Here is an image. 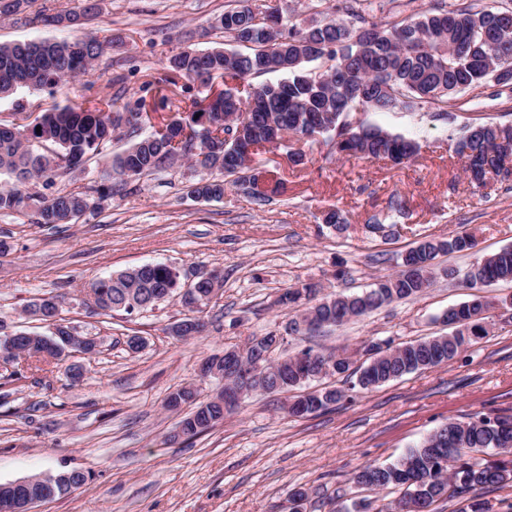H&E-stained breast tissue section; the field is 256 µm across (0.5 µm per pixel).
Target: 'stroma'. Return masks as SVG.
Masks as SVG:
<instances>
[{
  "instance_id": "stroma-1",
  "label": "stroma",
  "mask_w": 512,
  "mask_h": 512,
  "mask_svg": "<svg viewBox=\"0 0 512 512\" xmlns=\"http://www.w3.org/2000/svg\"><path fill=\"white\" fill-rule=\"evenodd\" d=\"M277 6L285 17L309 24L336 16V0H249ZM91 22L44 27L0 22V43L24 39H109L111 48L94 70L62 90L17 92L0 100V118L41 115L53 107L103 102L122 93L144 114L143 132L183 116L208 91L222 90L187 79L165 85L169 60L186 50L224 42L215 20L238 0H98ZM512 113V99L495 97L493 86L458 95L448 112L424 105L412 111L362 108L353 123L382 127L419 142L414 161H381L330 154L322 140L289 137L287 147H266L258 160L284 182V193L262 207L226 188L219 201L190 196L199 177L181 161L128 181L99 209L73 224H35L26 212L0 211V321L14 330L51 334L49 324L23 314L34 299L53 296L59 323L99 341L96 355L73 354L68 364L18 360V380L0 381V483L62 469L93 478L36 512H288V493L308 494L306 512H341L371 501L388 512L389 490L357 487L352 476L368 464L388 463L442 424L475 414L512 415V308L492 312L488 334L447 365L406 374L353 402L304 417L283 410V392L243 398L223 422L191 440L174 438L179 415L166 408L171 392L195 384L208 400L221 381L199 379L207 358L240 346L252 336L281 329L292 313L273 299L298 282L319 284L322 294L356 293L398 272V256L424 237L445 239L473 233L476 250L439 254L435 280L423 294L393 302L341 327L287 337L288 352L306 346L327 351L355 349L370 340L403 343L447 333L441 316L470 300L472 291L444 271L467 270L475 261L512 246V178L472 186L454 152L461 128L478 118ZM304 152L294 165L290 151ZM103 159L65 171L39 184L46 197L90 194L110 186ZM405 202L389 237L368 221L386 213L392 196ZM337 209L348 221L340 233L322 223ZM349 272L335 279L337 263ZM144 263H165L181 276L217 271L222 292L200 314L202 333L171 335L186 309L180 299L132 315L94 310L90 284ZM144 337L140 351L126 346ZM80 369L72 379L70 367Z\"/></svg>"
}]
</instances>
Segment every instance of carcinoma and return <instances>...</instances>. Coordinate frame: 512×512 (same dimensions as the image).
I'll use <instances>...</instances> for the list:
<instances>
[{"instance_id": "obj_1", "label": "carcinoma", "mask_w": 512, "mask_h": 512, "mask_svg": "<svg viewBox=\"0 0 512 512\" xmlns=\"http://www.w3.org/2000/svg\"><path fill=\"white\" fill-rule=\"evenodd\" d=\"M36 0H0V18L29 12V22L49 25L75 24L96 11L95 0H86L82 12L61 11L51 16L33 9ZM415 0H337L338 17L308 28L288 21L275 34L266 32V12L242 5L224 13L218 23L224 34L246 48L228 51L220 46L201 51H185L172 59V67L183 77L207 86L217 75L228 80L283 72L287 77L254 88L247 97L235 86L218 93L209 106L210 127L204 129L211 142L212 166L229 183L254 203L269 201L260 165L244 158L224 164V155L236 151L231 128L243 125L247 138L255 144H274L269 125L274 123L287 134L307 137L314 129L313 118L323 122L321 136L333 154L384 159L404 164L420 150L418 142L393 134L377 126L355 125L350 113L358 107L378 111L399 107L417 108L424 103L448 106L454 95L474 91L489 81L500 86L499 93L512 98V7L434 0L423 12L406 11ZM387 13L390 20L377 19ZM108 43L96 38L74 41L18 40L0 43V99L22 90L61 87L91 73L105 53ZM322 61L317 70L307 64ZM121 96L106 102V109L92 103L87 107L67 105L42 116L41 131L0 120V173L14 186L0 190V211H31L35 224H71L76 217L96 208V202L83 194L58 193L44 197L28 191L39 180L52 181L58 170L83 163L91 155H100L112 135L122 126L133 137L120 153L112 156L110 173L122 186L127 179L149 174L172 163L178 157L192 155L194 144H169L158 132L142 135L140 127L120 111ZM456 153L464 159L465 173L471 182L484 186L487 175L509 169L512 163V123L475 121L461 132ZM191 194L204 199L224 196V181L212 179L196 183ZM476 246L473 235L463 233L448 240L426 238L408 250L401 270L381 278L358 294H328L314 305L319 289L311 283L291 286L276 304L287 308L305 306V313L327 327L341 326L353 318L365 316L395 301L422 294L434 279L432 261L440 253L465 252ZM468 276L489 284L512 282V247L481 259L472 265ZM222 287L220 280L198 284L192 299L181 298L185 305L204 307L209 294ZM182 289L174 269L163 263H146L98 279L91 290L104 307L131 314L156 306ZM493 308L490 301L475 298L448 309L445 322L448 334L427 336L402 345L392 340L369 342L362 347L366 359L355 371L339 364L336 374H347L351 387H332L319 391L320 398L310 412L324 411L350 398L348 391L370 390L405 374L438 366L434 357L445 355L451 362L465 347L473 344L468 336L483 338L488 331L481 325L482 313ZM31 355L45 348L41 338L8 341L0 332V352ZM247 363L266 365L274 352L249 339ZM338 357L318 352L316 373L299 380L302 369H293V356L279 358L288 372L270 377L273 392L302 388L317 379L323 363ZM224 421L220 410L209 416L192 410L180 423L188 439ZM512 454V419L496 422L475 415L468 421H450L404 455L387 464L365 466L355 472L352 481L366 489L389 488L401 491L398 500L414 502L433 512L440 500H459L458 512H489L487 501L476 491L503 487L512 483V458H499L500 449ZM92 474L71 469L42 478V485L14 497L20 506L29 495H42L38 502L63 496L81 487Z\"/></svg>"}]
</instances>
